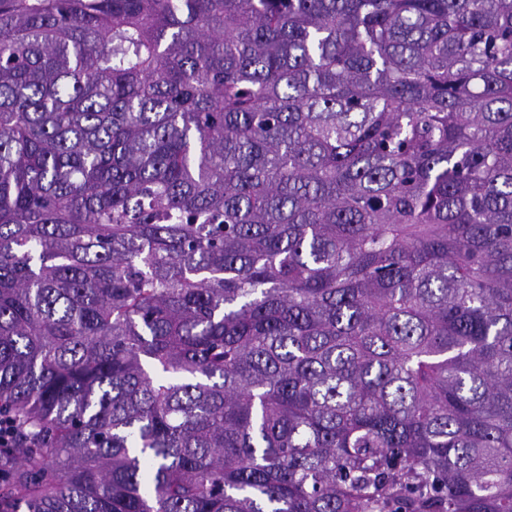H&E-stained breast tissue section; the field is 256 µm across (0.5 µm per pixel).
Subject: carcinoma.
<instances>
[{"label": "carcinoma", "mask_w": 512, "mask_h": 512, "mask_svg": "<svg viewBox=\"0 0 512 512\" xmlns=\"http://www.w3.org/2000/svg\"><path fill=\"white\" fill-rule=\"evenodd\" d=\"M0 512H512V0H0Z\"/></svg>", "instance_id": "1"}]
</instances>
